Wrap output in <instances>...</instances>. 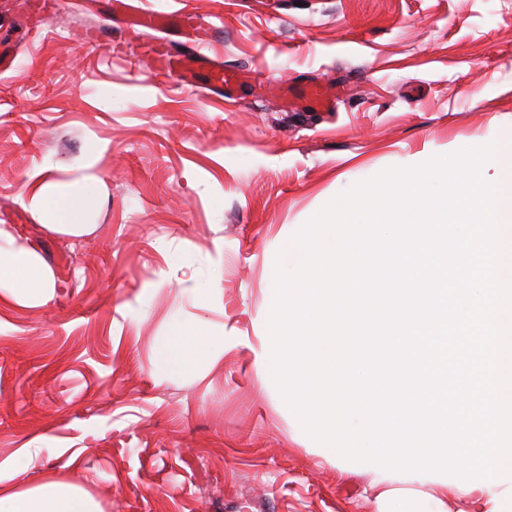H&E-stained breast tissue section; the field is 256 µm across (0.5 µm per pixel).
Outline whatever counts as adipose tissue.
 <instances>
[{
  "instance_id": "obj_1",
  "label": "adipose tissue",
  "mask_w": 512,
  "mask_h": 512,
  "mask_svg": "<svg viewBox=\"0 0 512 512\" xmlns=\"http://www.w3.org/2000/svg\"><path fill=\"white\" fill-rule=\"evenodd\" d=\"M99 152L90 153L58 179L43 178L28 196L31 208L51 218L56 229L70 236L82 235L84 219L94 200L91 183L99 177ZM0 288L20 305L47 302L54 280L39 259L24 247H0ZM216 339L201 329H184L174 339L158 345L156 360L169 368H194L209 357ZM0 512H100L98 502L71 482L49 480L25 490L0 482Z\"/></svg>"
}]
</instances>
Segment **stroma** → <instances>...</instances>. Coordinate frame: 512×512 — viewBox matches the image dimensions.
I'll list each match as a JSON object with an SVG mask.
<instances>
[{"mask_svg": "<svg viewBox=\"0 0 512 512\" xmlns=\"http://www.w3.org/2000/svg\"><path fill=\"white\" fill-rule=\"evenodd\" d=\"M195 28L109 19L106 0H0V228L51 272L0 300V478L78 484L101 512H474L434 473L310 437L274 380L278 256L390 168L512 134V0H139ZM249 72L230 98L157 50ZM342 87L331 112L280 91ZM100 148L89 228L54 230L34 176ZM180 325L222 336L196 370L154 356ZM38 454L25 471L13 462ZM158 62L164 69H176L178 72H180L182 80L185 84L190 86L195 85V80L197 77V59L195 57L176 56L173 58L166 53H161L159 55Z\"/></svg>", "mask_w": 512, "mask_h": 512, "instance_id": "obj_1", "label": "stroma"}]
</instances>
